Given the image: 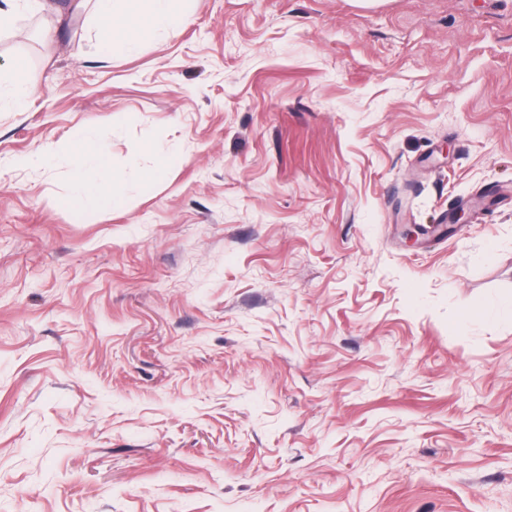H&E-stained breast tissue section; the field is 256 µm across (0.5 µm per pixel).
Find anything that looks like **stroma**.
Here are the masks:
<instances>
[{
    "label": "stroma",
    "mask_w": 512,
    "mask_h": 512,
    "mask_svg": "<svg viewBox=\"0 0 512 512\" xmlns=\"http://www.w3.org/2000/svg\"><path fill=\"white\" fill-rule=\"evenodd\" d=\"M95 40L0 32V512H512V0ZM84 129L121 207L66 202ZM33 94V87L23 75L18 63L14 62L7 71H0V108L5 105L20 109Z\"/></svg>",
    "instance_id": "obj_1"
}]
</instances>
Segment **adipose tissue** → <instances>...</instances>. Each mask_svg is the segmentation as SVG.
I'll return each mask as SVG.
<instances>
[{"label":"adipose tissue","mask_w":512,"mask_h":512,"mask_svg":"<svg viewBox=\"0 0 512 512\" xmlns=\"http://www.w3.org/2000/svg\"><path fill=\"white\" fill-rule=\"evenodd\" d=\"M192 0H72V9L89 8L96 32L95 51L107 60L136 51L145 37L164 36L184 26L191 15ZM77 177L69 204L96 209L121 206L124 179L112 169L95 134H77L61 152Z\"/></svg>","instance_id":"1"}]
</instances>
